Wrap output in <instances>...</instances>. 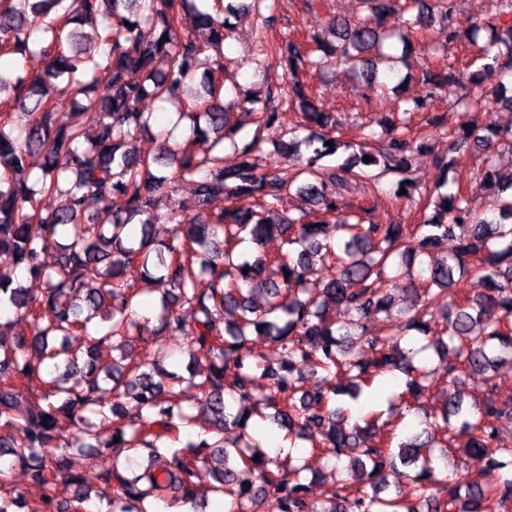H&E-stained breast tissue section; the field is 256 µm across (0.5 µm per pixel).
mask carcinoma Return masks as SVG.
<instances>
[{
	"label": "carcinoma",
	"mask_w": 512,
	"mask_h": 512,
	"mask_svg": "<svg viewBox=\"0 0 512 512\" xmlns=\"http://www.w3.org/2000/svg\"><path fill=\"white\" fill-rule=\"evenodd\" d=\"M360 3L365 18L333 14L332 42L309 34L312 48L280 34L267 43L283 74L266 82L265 95L275 105L263 107L257 123L288 154L297 128L310 131L311 152L299 164L304 182L293 189L257 162L261 140L240 144L225 131L219 49L234 4L209 0L203 11L198 0H0V59L31 51L35 32L42 34L40 51L50 55L47 71L33 79L0 71V94L14 90L11 98L0 97V298L32 325L29 336L9 337L0 329V460L12 456L8 468L30 471L43 487L30 505L1 486L0 512H85L90 486L84 476L65 472V454L77 440L89 456H99L92 441L105 428L112 429L105 447L126 451L96 473L107 489L106 512H147L150 498L208 493L227 498L229 512H254L269 491L281 512H497L512 500V479L484 484L446 471L438 478L427 453L449 447L455 429L468 437L464 452L490 467L512 468V448L501 446L496 426L512 421L511 392L468 401L456 394L441 408L430 402L423 418L428 428L404 439L398 438L400 421L383 422L380 411L353 419L340 404L339 397L357 399L375 379L400 373V405L419 407L429 394V371L413 358L430 348L455 357L448 363L451 382L465 370L512 364V165L497 163L500 154L512 155V127L455 128L446 116L431 115L409 138L401 134L407 113L426 107L425 99L415 98L402 116L367 125L370 148L340 165H324L341 148L331 135L338 121L316 105L313 89L300 78L316 64L315 52L376 77L384 60L381 24L394 14L405 17L396 37L406 48L416 27L437 26L450 44L476 41L480 28L461 30L449 0ZM98 15L105 21L98 46L80 47L75 24ZM190 21L206 32L205 40L185 35ZM159 58L170 60L167 70L154 69ZM482 60L465 76L449 65L428 70L425 83L434 90L468 85L473 95L458 98L466 108L512 109L503 85L487 86L495 73L512 74V24L482 48ZM100 69L109 73L104 83L95 78ZM199 72L206 96L186 104L184 88ZM155 100L177 106L191 120L189 134L163 141L156 156L125 151L124 144L150 130ZM67 110L101 113L97 136L88 139L76 122H53ZM433 129L447 139V160L440 183L419 192L416 205L424 212L436 203L434 215L417 224H366L359 213L368 207L345 210L340 190L390 173L400 176L398 188L411 199L412 156L430 148ZM480 149L489 151L481 169L462 171V157ZM366 155L371 161H363ZM35 164L41 175L31 184ZM154 164L173 171L156 174ZM450 180L498 188L492 209H476L460 187L436 193ZM176 182L194 185L197 213L159 215L157 200ZM117 196L125 199L120 211L112 207ZM241 196L253 199L251 208L235 205ZM293 196L301 205L291 210L286 202ZM51 197L60 200L54 209L44 206ZM217 198L224 209L212 212ZM136 218L138 237L131 228ZM161 219L172 225L167 242L147 231ZM331 223L343 234L335 247L321 238L323 225ZM275 237L286 252L264 251ZM450 240L453 252L432 254ZM317 265L332 270L330 278L311 280ZM17 267L45 281L41 293L12 287ZM129 276L160 295L152 328L135 318L141 291L126 287ZM472 279L484 285L481 293H451ZM402 281L410 304L396 311L394 291ZM258 291L266 293L261 305L252 301ZM331 306L346 309L347 320L329 321ZM184 307L194 313L190 324L179 314ZM227 309L239 312L233 324L224 321ZM378 315L386 333L369 337L366 321ZM253 332L270 340L268 352L253 351ZM151 335L185 337L194 363L189 378L160 366L144 369L136 342L146 344ZM354 337L366 344V357L348 351ZM106 341L121 353L102 368L96 350ZM182 381L197 388L210 409L212 435L197 436L186 453L166 460L161 449L180 441L196 421L172 407L174 383ZM22 401L30 409L19 419ZM129 408L141 416L130 432L123 423ZM266 409L273 413L265 415ZM90 414L100 422H90ZM265 416L286 437L304 439L312 452L334 461L335 481L324 503L309 500L304 466L266 453L247 432L252 418ZM201 465L214 480L202 491L195 482ZM58 476L73 487L61 502L53 483Z\"/></svg>",
	"instance_id": "obj_1"
}]
</instances>
